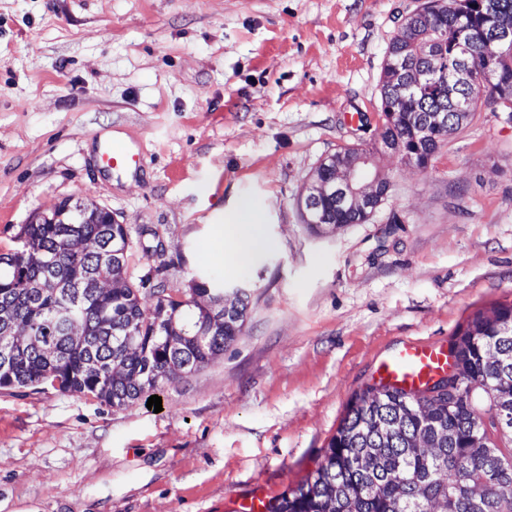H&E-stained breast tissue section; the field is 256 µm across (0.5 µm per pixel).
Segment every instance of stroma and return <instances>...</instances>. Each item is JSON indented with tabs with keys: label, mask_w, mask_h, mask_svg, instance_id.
<instances>
[{
	"label": "stroma",
	"mask_w": 512,
	"mask_h": 512,
	"mask_svg": "<svg viewBox=\"0 0 512 512\" xmlns=\"http://www.w3.org/2000/svg\"><path fill=\"white\" fill-rule=\"evenodd\" d=\"M422 0H0V252L65 199L129 227L128 273L175 294L251 292L244 331L165 383L162 410L0 388V512H228L312 472L352 396L405 342L448 347L512 302V122L381 154L371 219L320 236L297 200L339 146L379 138L385 51ZM142 167H97L106 134ZM243 199L276 243L251 265L204 242Z\"/></svg>",
	"instance_id": "35a3bbf8"
}]
</instances>
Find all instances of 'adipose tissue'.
Returning a JSON list of instances; mask_svg holds the SVG:
<instances>
[{"instance_id":"adipose-tissue-1","label":"adipose tissue","mask_w":512,"mask_h":512,"mask_svg":"<svg viewBox=\"0 0 512 512\" xmlns=\"http://www.w3.org/2000/svg\"><path fill=\"white\" fill-rule=\"evenodd\" d=\"M273 243L255 218L253 206L241 202L227 213L213 236L205 243L202 256L216 265L249 266L256 257L272 248Z\"/></svg>"}]
</instances>
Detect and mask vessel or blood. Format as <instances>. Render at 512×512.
Segmentation results:
<instances>
[{
  "label": "vessel or blood",
  "mask_w": 512,
  "mask_h": 512,
  "mask_svg": "<svg viewBox=\"0 0 512 512\" xmlns=\"http://www.w3.org/2000/svg\"><path fill=\"white\" fill-rule=\"evenodd\" d=\"M100 162L112 171H134L139 167L136 154L117 143L102 147ZM447 368V349L410 341L383 360L378 370L383 382L409 390L422 387Z\"/></svg>",
  "instance_id": "vessel-or-blood-1"
}]
</instances>
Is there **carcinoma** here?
Listing matches in <instances>:
<instances>
[{
    "instance_id": "obj_1",
    "label": "carcinoma",
    "mask_w": 512,
    "mask_h": 512,
    "mask_svg": "<svg viewBox=\"0 0 512 512\" xmlns=\"http://www.w3.org/2000/svg\"><path fill=\"white\" fill-rule=\"evenodd\" d=\"M425 0L390 40L380 78L381 138L401 162L425 168L440 145L486 106L512 112V48L492 61L497 91L481 98L485 33H512V0ZM438 114L437 139L420 126ZM362 144L340 147L317 167L322 181L353 164L380 175ZM303 222L315 232L364 224L367 213L310 188ZM0 253V388L49 383L121 408L194 373L244 329L251 294L205 278L184 295L128 276L129 228L112 212L64 200L24 226ZM155 297L151 306L142 299ZM455 379L445 389L381 384L351 400L320 461L267 512H512V302L477 312L453 341Z\"/></svg>"
}]
</instances>
